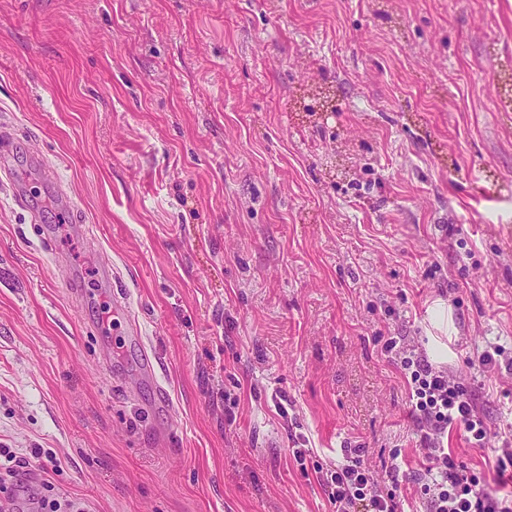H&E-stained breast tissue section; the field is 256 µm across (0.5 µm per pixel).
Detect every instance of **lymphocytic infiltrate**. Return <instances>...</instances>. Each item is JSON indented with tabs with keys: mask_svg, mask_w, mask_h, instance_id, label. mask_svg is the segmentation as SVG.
I'll use <instances>...</instances> for the list:
<instances>
[{
	"mask_svg": "<svg viewBox=\"0 0 512 512\" xmlns=\"http://www.w3.org/2000/svg\"><path fill=\"white\" fill-rule=\"evenodd\" d=\"M386 349L408 387L411 417L424 469L417 478L424 512H512V493L486 487L482 470L457 460L447 448L448 436L463 432L482 448L491 436L489 419L447 367L432 363L419 346L399 336ZM318 482L333 512H404L397 469L376 471L359 448H347L336 466L320 471Z\"/></svg>",
	"mask_w": 512,
	"mask_h": 512,
	"instance_id": "lymphocytic-infiltrate-1",
	"label": "lymphocytic infiltrate"
}]
</instances>
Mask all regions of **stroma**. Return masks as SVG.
I'll list each match as a JSON object with an SVG mask.
<instances>
[{
	"instance_id": "obj_1",
	"label": "stroma",
	"mask_w": 512,
	"mask_h": 512,
	"mask_svg": "<svg viewBox=\"0 0 512 512\" xmlns=\"http://www.w3.org/2000/svg\"><path fill=\"white\" fill-rule=\"evenodd\" d=\"M2 144L0 449L92 512H332L350 445L416 471L389 336L512 439V0H0ZM103 272L106 284L112 286V288H117V293H115V289H113L114 293L112 295L114 299V303L112 304L113 315L117 317L120 316L124 319L127 327L128 343L132 345H140L142 343L141 331L139 330L137 320L129 313L124 295L120 294L116 273L112 271V267L108 265L103 267Z\"/></svg>"
}]
</instances>
